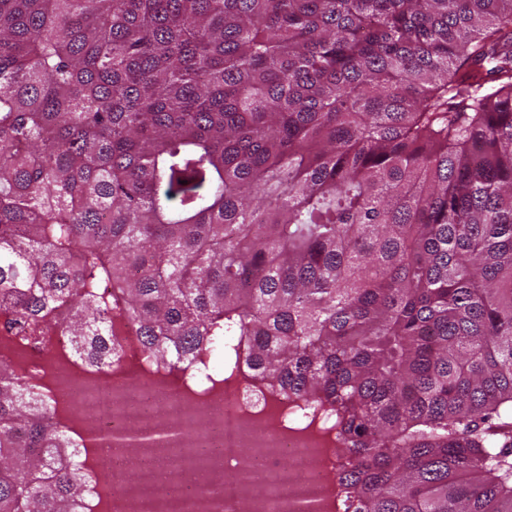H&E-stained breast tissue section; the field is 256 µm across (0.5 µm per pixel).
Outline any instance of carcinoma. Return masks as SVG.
I'll return each mask as SVG.
<instances>
[{
  "mask_svg": "<svg viewBox=\"0 0 512 512\" xmlns=\"http://www.w3.org/2000/svg\"><path fill=\"white\" fill-rule=\"evenodd\" d=\"M1 310L77 365L223 348L342 512H512V0H0ZM26 379L0 512H76Z\"/></svg>",
  "mask_w": 512,
  "mask_h": 512,
  "instance_id": "obj_1",
  "label": "carcinoma"
}]
</instances>
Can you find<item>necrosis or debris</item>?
<instances>
[{"label": "necrosis or debris", "instance_id": "1", "mask_svg": "<svg viewBox=\"0 0 512 512\" xmlns=\"http://www.w3.org/2000/svg\"><path fill=\"white\" fill-rule=\"evenodd\" d=\"M64 342L54 321L43 342L27 346L30 382L51 372L56 395L100 437L89 489L111 482L112 512H302L307 502L336 512L335 461L313 439L270 425L263 387L230 386L196 407L184 395L195 369L154 374L133 325L118 331L103 372L79 375L56 363L52 352ZM122 430L145 443L128 451L113 439Z\"/></svg>", "mask_w": 512, "mask_h": 512}]
</instances>
